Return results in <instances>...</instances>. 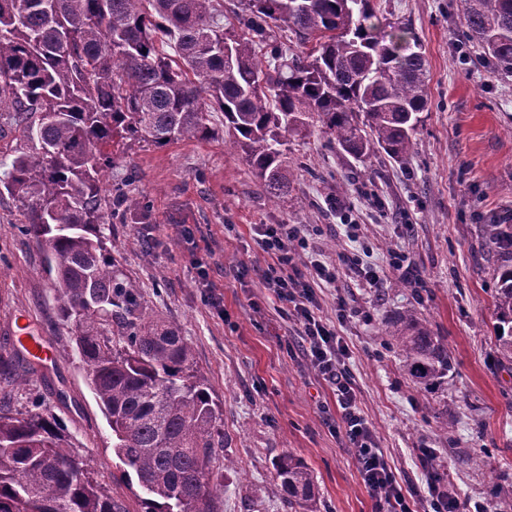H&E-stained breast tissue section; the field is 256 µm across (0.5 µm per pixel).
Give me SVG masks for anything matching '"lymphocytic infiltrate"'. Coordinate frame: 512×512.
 Segmentation results:
<instances>
[{
  "mask_svg": "<svg viewBox=\"0 0 512 512\" xmlns=\"http://www.w3.org/2000/svg\"><path fill=\"white\" fill-rule=\"evenodd\" d=\"M253 230L257 245L270 258L263 273L264 286L296 326L309 366L331 385L336 395L338 428L351 445L357 472L374 502L375 512H413L387 455L358 406V388L346 369L348 346L335 323L322 315L315 292L318 283L335 284L344 266L356 269L367 286H375L379 281L377 268L360 265L358 259L345 255L335 265L317 259L299 263L307 242L300 224H257Z\"/></svg>",
  "mask_w": 512,
  "mask_h": 512,
  "instance_id": "obj_1",
  "label": "lymphocytic infiltrate"
}]
</instances>
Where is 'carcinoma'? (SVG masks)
<instances>
[{
    "mask_svg": "<svg viewBox=\"0 0 512 512\" xmlns=\"http://www.w3.org/2000/svg\"><path fill=\"white\" fill-rule=\"evenodd\" d=\"M53 2L47 12L37 0H0V112L18 133L0 190L20 200L23 230L55 272L112 451L140 488L136 512H214L223 413L181 328L150 315L108 250L102 172L132 143L221 138L281 200L292 177L285 134L309 126L357 161H401L427 102L425 59L409 27L380 32L374 0H240L228 21L218 0ZM457 4L483 64L512 76V0ZM213 112L224 128L211 125ZM115 203L147 208L126 193ZM488 241H512V226L491 225ZM494 314L498 352L512 363V268L499 276ZM380 335L424 388L448 373V348L417 310ZM34 373L20 352L0 354V378ZM79 464L41 397L29 395L23 411L0 408V512H129L90 471L74 473ZM274 470L281 495L310 507L308 466L286 453Z\"/></svg>",
    "mask_w": 512,
    "mask_h": 512,
    "instance_id": "1",
    "label": "carcinoma"
}]
</instances>
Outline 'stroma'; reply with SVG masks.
Here are the masks:
<instances>
[{
  "mask_svg": "<svg viewBox=\"0 0 512 512\" xmlns=\"http://www.w3.org/2000/svg\"><path fill=\"white\" fill-rule=\"evenodd\" d=\"M377 12L382 31L412 29L427 65V105L405 163L357 162L314 128L289 136L296 171L288 198L276 204L220 139L135 144L104 173L107 188L127 183L149 205L146 216L113 217L108 248L152 315L181 327L224 411L219 455L238 467L224 473L216 512H295L273 468L286 452L311 469L318 512H374L348 442L333 430V391L258 277L268 257L254 241L255 224L306 225L321 260L346 249L382 269L379 287L349 274L317 294L328 319L342 298L360 310L341 327L347 368L418 512L428 495L422 448L436 449L451 496L512 512V495L493 493L494 484H512V363L501 362L493 333V295L512 259L487 245L488 226L512 218V77L464 57L455 0H377ZM21 211L16 197L0 194V351L18 348L23 327L49 358L14 394L48 399L94 479L132 510L136 491L121 476L74 328L60 316L41 244L21 232ZM348 220L358 242L346 238ZM182 224L191 238L179 236ZM408 307L448 347L451 368L430 390L413 383L376 334Z\"/></svg>",
  "mask_w": 512,
  "mask_h": 512,
  "instance_id": "1",
  "label": "stroma"
}]
</instances>
